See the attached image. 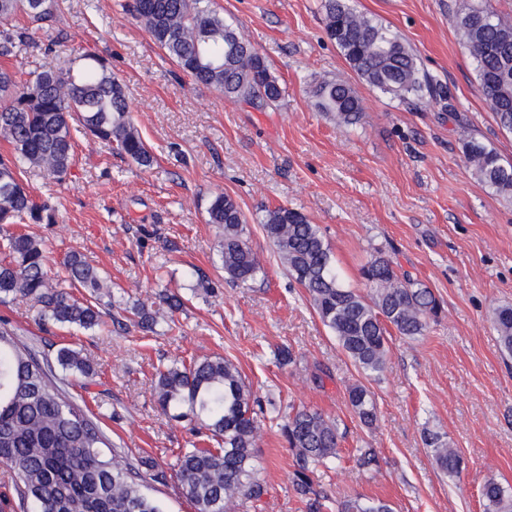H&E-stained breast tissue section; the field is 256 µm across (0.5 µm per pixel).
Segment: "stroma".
I'll return each mask as SVG.
<instances>
[{
  "label": "stroma",
  "instance_id": "35a3bbf8",
  "mask_svg": "<svg viewBox=\"0 0 512 512\" xmlns=\"http://www.w3.org/2000/svg\"><path fill=\"white\" fill-rule=\"evenodd\" d=\"M128 2L62 0L53 27L34 31V48L0 56V68L22 81L41 64L65 68L85 52L99 54L156 157L143 168L114 144L80 135L64 181L37 169L23 177L55 219L15 223L12 232L44 241L53 277L63 275L69 252L84 254L111 288L112 316L94 330L44 331L37 306L20 297L0 304V317L48 358L64 346L89 357L94 382L64 372L63 388L99 416L129 457L163 467L209 442L189 420L160 411L157 368L205 356L231 360L281 413L260 422L257 464L266 492L234 512H307L281 433L282 416L302 406L334 419L341 433L339 457L312 476L327 512L355 496L386 500L395 512H484L481 488L490 478L512 497V355L502 351L491 320L494 308L512 306V200L476 178L463 149L475 138L512 163V134L498 127L459 38L456 15L466 0H346L408 42L421 72L446 93L410 105L357 77L326 32L320 0H214L284 90L278 107L262 110L195 85ZM323 78L356 90L364 107L356 127L319 112L311 85ZM219 193L245 215L265 266L264 276L244 285L225 278L218 231L207 222ZM279 206L319 226L345 286L364 289L361 268L380 252L440 300L443 311L425 336L391 333L381 377H366L344 354L276 258L262 220ZM164 289L185 298L173 330L134 327L128 308H157ZM283 346L294 364L277 363ZM354 383L377 404L372 426L347 401ZM427 428L464 457L461 474L436 466L423 441ZM365 448L375 450L377 464L361 463Z\"/></svg>",
  "mask_w": 512,
  "mask_h": 512
}]
</instances>
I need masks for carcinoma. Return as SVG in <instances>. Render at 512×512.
<instances>
[{
  "label": "carcinoma",
  "mask_w": 512,
  "mask_h": 512,
  "mask_svg": "<svg viewBox=\"0 0 512 512\" xmlns=\"http://www.w3.org/2000/svg\"><path fill=\"white\" fill-rule=\"evenodd\" d=\"M327 32L349 66L369 85L403 102L435 92L433 80L420 74L413 49L376 20L358 14L344 0H323ZM59 0H0V55L31 45L29 34L12 25L18 16L35 25H52ZM131 15L154 43L194 83L215 87L236 103L266 107L278 103L283 90L267 61L238 29L211 8L210 0H132ZM465 47L476 62L481 90L490 101L497 124L512 132V21L492 8L469 5L457 17ZM74 69L46 64L18 82L0 69V135L11 146L0 156V224L27 220L54 222L53 208L38 204L21 183V175L37 168L62 181L74 160L72 125L98 139L114 142L119 152L141 167L155 157L129 112L124 88L95 53L83 55ZM317 106L344 126L357 124L363 106L350 85L323 80L313 90ZM465 156L475 176L497 194L512 199V163L479 141L465 143ZM208 223L223 229L218 256L224 274L246 284L264 268L244 236L246 218L224 194L213 196ZM263 229L288 273L309 294L322 323L336 336L342 351L363 373L383 372L388 328L399 335H424L440 304L432 291L400 273L393 260L378 254L361 274L370 296L342 285L328 244L317 225L295 209L266 210ZM49 252L28 234L0 236V303L18 296L41 306L42 324L93 330L103 323L99 271L77 252L64 260L65 279L48 275ZM86 288L87 298L70 289ZM162 311L135 307L132 314L145 332H156L184 305L177 294H163ZM500 346L512 354V307L492 316ZM56 362L64 371L94 381V363L78 350L62 347ZM157 405L169 415L194 422V431L217 447L192 448L173 465L181 493L196 512H233L238 498L258 500L266 492L259 476L256 448L262 402L238 367L222 357L194 360L158 371ZM347 399L360 421L370 426L377 406L366 386L354 384ZM297 470L293 487L308 497L309 512L325 505L313 493L314 468L340 452L337 425L318 411L297 409L282 428ZM441 470L457 474L463 458L436 433L425 435ZM0 462L13 473L14 491L28 512H165L148 493L149 482L163 483L166 474L151 459L130 460L112 447L98 417L77 404L61 387L52 363L21 343L10 323L0 318ZM484 512H512V499L494 481L483 485ZM340 512H394L382 499L344 500Z\"/></svg>",
  "instance_id": "carcinoma-1"
}]
</instances>
